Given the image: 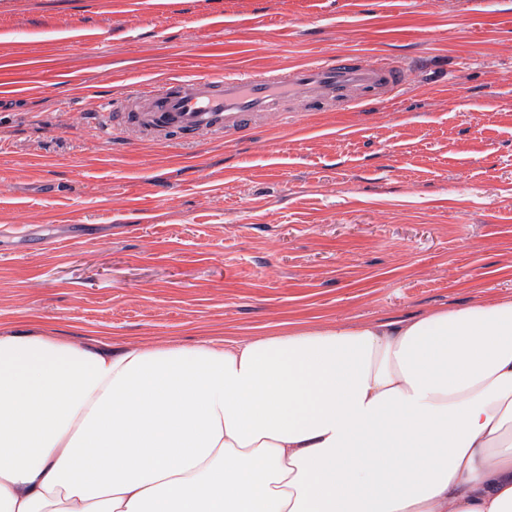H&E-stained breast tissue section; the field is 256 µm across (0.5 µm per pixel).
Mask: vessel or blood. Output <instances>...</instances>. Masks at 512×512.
<instances>
[{
    "label": "vessel or blood",
    "instance_id": "vessel-or-blood-1",
    "mask_svg": "<svg viewBox=\"0 0 512 512\" xmlns=\"http://www.w3.org/2000/svg\"><path fill=\"white\" fill-rule=\"evenodd\" d=\"M414 78L413 68L401 61L336 55L282 72H199L108 99L94 129L102 140L129 145L176 147L214 138L231 143L275 119L296 123L312 112L396 99Z\"/></svg>",
    "mask_w": 512,
    "mask_h": 512
}]
</instances>
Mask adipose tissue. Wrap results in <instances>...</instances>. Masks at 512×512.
<instances>
[{
	"mask_svg": "<svg viewBox=\"0 0 512 512\" xmlns=\"http://www.w3.org/2000/svg\"><path fill=\"white\" fill-rule=\"evenodd\" d=\"M0 512H512V299L152 349L0 333Z\"/></svg>",
	"mask_w": 512,
	"mask_h": 512,
	"instance_id": "1",
	"label": "adipose tissue"
}]
</instances>
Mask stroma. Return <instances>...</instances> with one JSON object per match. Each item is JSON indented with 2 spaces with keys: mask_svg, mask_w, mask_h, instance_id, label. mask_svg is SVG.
Segmentation results:
<instances>
[{
  "mask_svg": "<svg viewBox=\"0 0 512 512\" xmlns=\"http://www.w3.org/2000/svg\"><path fill=\"white\" fill-rule=\"evenodd\" d=\"M154 2L0 0L1 333L190 346L512 298V0ZM330 53L418 81L230 145L127 148L81 118Z\"/></svg>",
  "mask_w": 512,
  "mask_h": 512,
  "instance_id": "35a3bbf8",
  "label": "stroma"
}]
</instances>
